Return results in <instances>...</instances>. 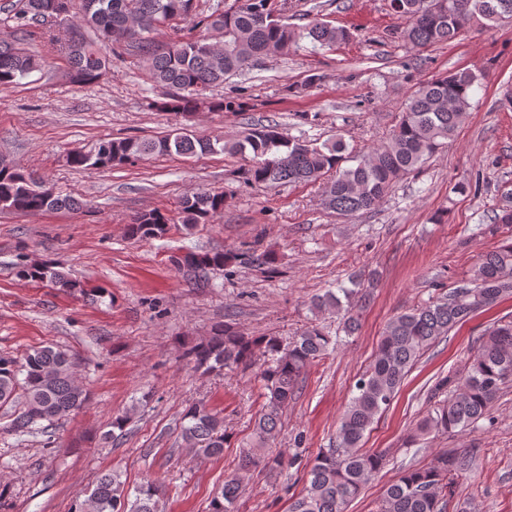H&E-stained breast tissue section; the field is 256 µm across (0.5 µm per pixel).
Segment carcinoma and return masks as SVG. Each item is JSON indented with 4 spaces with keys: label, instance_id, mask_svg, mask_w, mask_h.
<instances>
[{
    "label": "carcinoma",
    "instance_id": "cac0c4a2",
    "mask_svg": "<svg viewBox=\"0 0 512 512\" xmlns=\"http://www.w3.org/2000/svg\"><path fill=\"white\" fill-rule=\"evenodd\" d=\"M193 0H17L14 36L0 37V87L17 83L40 69L39 59L19 47L18 34L49 19L77 13L93 28L98 40L87 39L74 25L64 35L63 49L71 78L80 84L100 81L108 74L115 43L129 39L145 64L147 79L166 90L163 107L189 116L194 112H238L237 96L215 99L213 87L250 70L261 59L287 55L304 48L331 50L349 40L350 33L326 22L300 26L288 22L272 7V0H234L226 10L216 9L193 23L205 35L185 36L165 45L153 33L158 26L190 18ZM391 11L408 20L404 41L424 49L456 40L474 27L512 21V0H389ZM481 71L446 73L418 86L409 96L388 141L366 154L345 156L340 139L321 145L291 140L274 125L251 127L238 137L216 143L184 131L151 138L101 140L90 149L70 155L76 167H110L130 159L211 153L218 149L245 161L249 185L275 186L315 182L326 176L323 205L345 217L376 207L389 189L448 147L465 119ZM354 165L345 167L343 163ZM36 178L14 162L0 159V208L42 212L78 209L79 200L48 185L33 187ZM224 210V194L202 191L181 201L178 216L159 209L136 214L127 236L147 240L164 236L169 225L207 224ZM230 264L252 265L268 276L280 273L273 251L251 246L224 252H187L175 260L179 270L200 274ZM18 275L48 279L69 293H86L80 283L49 264L23 266ZM472 285L462 286L432 301L391 317L378 342L372 365L356 381L355 393L344 410L334 444L323 448L307 471L305 487L289 512H347L385 464V454L362 448L365 432L394 400L411 367L437 340L464 318L492 308L512 295V241L481 255ZM344 298L329 290L313 301L319 312L346 311L345 332L359 330L353 308L362 301V289L343 288ZM347 305H342V301ZM331 337L315 324L289 343L276 336L249 337L224 325L207 341L192 346L185 357L192 369L204 372L227 367L249 368L258 356L267 358L260 371L265 403L254 423L252 448L239 460L238 470L272 468L282 459L268 454L276 440L282 409L294 398L310 365L326 355ZM512 383V320H497L463 369L441 380L429 395L426 415L408 435L414 445L424 435L453 434L477 426L489 416L500 391ZM86 391L76 382L71 358L50 346L31 349L20 358L0 355V405L14 407L9 428L19 434L46 422L53 425L83 407ZM184 447L209 457L224 455V417L198 404L186 410L181 426ZM475 449L437 452L425 468L407 469L384 490L378 512H445L459 477L471 471ZM162 481L148 480L134 492L116 471L101 474L90 493L76 496L71 512H162ZM240 476L224 478L211 498L208 512H235Z\"/></svg>",
    "mask_w": 512,
    "mask_h": 512
}]
</instances>
